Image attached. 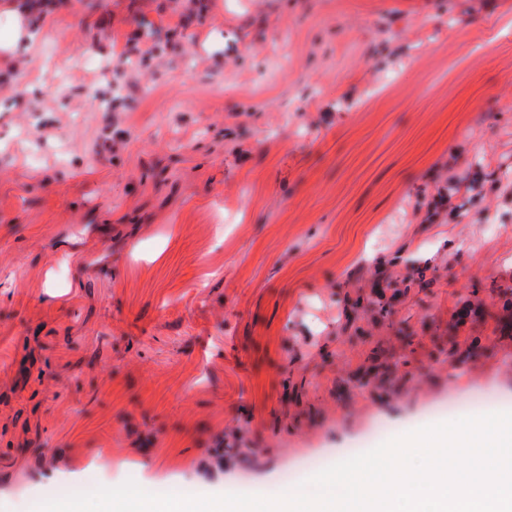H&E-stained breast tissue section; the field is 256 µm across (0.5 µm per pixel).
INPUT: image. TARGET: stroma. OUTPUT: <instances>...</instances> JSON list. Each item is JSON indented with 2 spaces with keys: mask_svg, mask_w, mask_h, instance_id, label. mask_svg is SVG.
Masks as SVG:
<instances>
[{
  "mask_svg": "<svg viewBox=\"0 0 512 512\" xmlns=\"http://www.w3.org/2000/svg\"><path fill=\"white\" fill-rule=\"evenodd\" d=\"M186 5L63 0L0 51V512L275 497L512 399V0ZM327 461L321 457L305 458L285 471V481L289 484H300L312 471L322 470L327 467Z\"/></svg>",
  "mask_w": 512,
  "mask_h": 512,
  "instance_id": "1",
  "label": "stroma"
}]
</instances>
